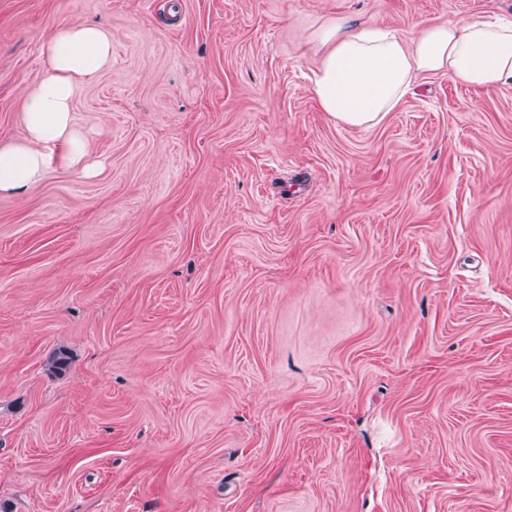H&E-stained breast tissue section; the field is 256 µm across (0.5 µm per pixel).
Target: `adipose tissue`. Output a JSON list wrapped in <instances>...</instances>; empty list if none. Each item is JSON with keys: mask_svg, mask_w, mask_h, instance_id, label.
I'll use <instances>...</instances> for the list:
<instances>
[{"mask_svg": "<svg viewBox=\"0 0 512 512\" xmlns=\"http://www.w3.org/2000/svg\"><path fill=\"white\" fill-rule=\"evenodd\" d=\"M319 62L311 91L324 112L357 127L378 124L423 75L488 89L512 83V23L426 22L412 40L371 22L331 18L313 35ZM48 69L25 91V136L0 144V193H20L47 176L56 156L86 176L84 137L72 101L112 61V35L92 23L64 24L46 42Z\"/></svg>", "mask_w": 512, "mask_h": 512, "instance_id": "adipose-tissue-1", "label": "adipose tissue"}]
</instances>
